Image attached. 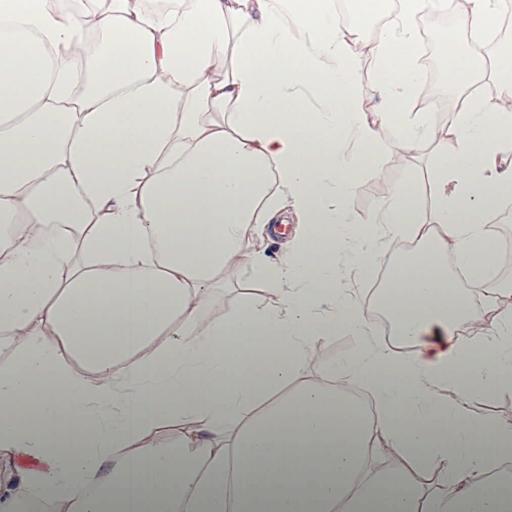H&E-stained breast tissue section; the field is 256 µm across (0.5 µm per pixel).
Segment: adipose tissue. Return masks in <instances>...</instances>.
I'll return each instance as SVG.
<instances>
[{
	"mask_svg": "<svg viewBox=\"0 0 512 512\" xmlns=\"http://www.w3.org/2000/svg\"><path fill=\"white\" fill-rule=\"evenodd\" d=\"M368 11L0 0V512H512V424L472 407L512 388V285L487 275L512 76L441 125L412 102L421 16L454 15L463 91L487 69L459 35L483 41L494 0H398L368 46L381 112L351 36ZM423 146L429 210L399 187L358 218L359 176ZM287 205L289 251L248 250ZM405 239L376 340L347 278ZM243 261L276 303L216 314ZM340 329L373 414L319 360Z\"/></svg>",
	"mask_w": 512,
	"mask_h": 512,
	"instance_id": "adipose-tissue-1",
	"label": "adipose tissue"
}]
</instances>
